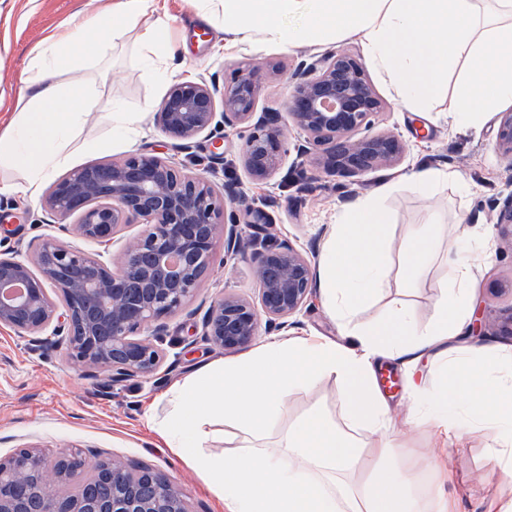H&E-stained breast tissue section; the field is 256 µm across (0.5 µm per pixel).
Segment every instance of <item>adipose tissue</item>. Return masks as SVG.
Instances as JSON below:
<instances>
[{"label":"adipose tissue","instance_id":"obj_1","mask_svg":"<svg viewBox=\"0 0 512 512\" xmlns=\"http://www.w3.org/2000/svg\"><path fill=\"white\" fill-rule=\"evenodd\" d=\"M154 0H110L89 17L99 41L84 44L65 30L34 57L22 105L0 127V170L19 172L8 191L35 195L66 167L74 134L94 117L93 89L60 76L77 60L112 51L128 25L143 23ZM204 19L221 16L224 47L276 42L288 46L354 40L395 102L430 110L453 84L448 116L475 124L512 105V0H193ZM139 37L147 76L162 84L181 65L179 38L163 18L143 23ZM387 181L356 198L336 217L318 270L324 306L349 344L316 336L275 337L234 359L209 363L168 391L156 428L206 481L224 512H454L453 502L422 488L421 469L441 466L444 449L411 461L387 436L394 422L373 360H416L433 352L440 387L412 394L415 424L454 441L481 433L497 466L512 474V355L455 345L468 324V285L485 252L459 245L438 284L435 318L422 324L397 298L378 320L360 308L390 285L415 281L441 250L439 221L393 242L382 200ZM396 259H389V251ZM341 388L342 417L314 407L285 420L286 398L325 383ZM224 425L223 451L213 450L212 422Z\"/></svg>","mask_w":512,"mask_h":512}]
</instances>
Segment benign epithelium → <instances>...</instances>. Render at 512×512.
Wrapping results in <instances>:
<instances>
[{"instance_id":"7a95c632","label":"benign epithelium","mask_w":512,"mask_h":512,"mask_svg":"<svg viewBox=\"0 0 512 512\" xmlns=\"http://www.w3.org/2000/svg\"><path fill=\"white\" fill-rule=\"evenodd\" d=\"M279 76L273 68L252 66L234 69L221 91L203 79L176 83L156 119L184 150L199 138L223 139L222 125L244 127L243 165L251 180L266 182L283 168L289 148L279 117L256 122L253 117L262 89ZM384 107L363 64L343 51L294 72L286 125L302 135L297 150L313 157L317 168L355 178L392 168L405 154L399 134L368 133ZM497 142L511 158V112L500 117ZM228 202L252 223H265L262 211L236 187L220 188L165 155L132 152L59 180L45 207L60 222L76 218L83 238L106 247L128 225L144 228L124 244L116 263L105 250L81 251L55 237L39 241L27 260L0 251V327L34 347L46 342L45 334L60 337L78 370L102 373L110 386L154 377L163 364L158 343L167 335L164 319L196 296L221 249L239 252L252 263L259 305L222 295L203 316L202 339L239 352L252 345L260 324L291 326L289 318L312 294L316 272L311 260L289 244L246 251L238 237L225 234ZM473 330L512 336V312L498 321L480 320ZM74 454L59 449L51 471L35 449L0 459V512H190L175 483L152 468L115 459L100 461L84 498L69 497L56 485L70 476Z\"/></svg>"}]
</instances>
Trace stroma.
Returning <instances> with one entry per match:
<instances>
[{"instance_id":"35a3bbf8","label":"stroma","mask_w":512,"mask_h":512,"mask_svg":"<svg viewBox=\"0 0 512 512\" xmlns=\"http://www.w3.org/2000/svg\"><path fill=\"white\" fill-rule=\"evenodd\" d=\"M106 3L0 0V120L6 119L19 101V75L29 65L35 48L62 25L78 27L81 42L98 41L100 30L84 26L83 19ZM158 8L169 13V25L180 29L186 40L184 66L175 74V81L203 77L220 85L229 70L239 64L280 68L279 80L266 86L257 103L261 116L284 113L290 77L300 62H313L329 51L347 50L358 56L363 53L353 40L291 48L245 43L228 51L223 32L195 16L189 0H158ZM138 35V30L128 31L112 55L79 71V78L95 85L96 119L77 130L81 149L73 155L67 172L117 160L138 150L171 155L177 162L188 163V155L174 152L172 138L156 120L155 113L170 86L156 84L146 76ZM450 100V92H443L430 112H408L390 104L376 117L373 129L398 132L407 145L405 157L399 166L366 174L356 183L323 174L310 189H303L296 177L309 171L310 163L307 157L294 153L289 154L274 178L252 182L238 153L242 131L235 127L226 128L221 146L228 167L218 170L212 179L218 184L238 183L248 197L270 200L269 232L273 240L289 242L316 264L330 224L360 194L372 191L380 181L398 178L422 165L457 171L465 182L476 185V195H466L451 185L435 195L434 205L450 236L460 235L470 244L486 245L487 257L475 270L470 288L477 316L496 317L512 309V239L503 235L497 224L498 202L512 193V159L504 157L497 145L499 114L486 115L479 125L459 128L448 120ZM116 102L125 111L142 115L133 142L112 140L107 116ZM43 199L40 193L22 197L0 192V249L27 259L40 238L60 236L85 251H96V244L81 239L76 232L61 233L57 224L47 222ZM384 206L392 215L391 234L396 238L427 218L423 199L405 182L385 198ZM447 272L444 263H434L410 289L398 279H391L389 288L361 310V319L380 318L389 302L403 294L419 320L430 323L437 283ZM227 292L257 302V282L248 260L229 255L218 258L196 298L183 311L167 318L169 334L161 349L164 363L170 368L168 376L160 380L134 379L110 388L103 376L86 375L73 368L63 348L51 343L32 348L14 331L0 328V458L25 447L38 448L49 457L61 448H77L101 458L118 457L132 465L151 467L177 484L191 512H224L197 473L167 447L153 422L165 413L163 396L169 389L206 363L223 359L222 351L198 340L196 329L211 300ZM296 319L297 335L336 341L341 338L323 309L319 293H312ZM376 370L381 392L395 418L393 439L414 456L426 455L436 441L427 427L408 424V387L433 388L437 383L434 368L423 360L409 372L398 362L382 360ZM444 466L448 471L445 490L458 512H487L490 503L512 498V476L495 465L480 436L465 437L449 452Z\"/></svg>"}]
</instances>
